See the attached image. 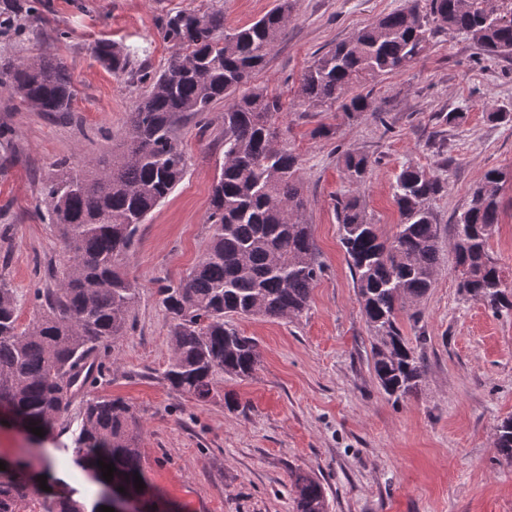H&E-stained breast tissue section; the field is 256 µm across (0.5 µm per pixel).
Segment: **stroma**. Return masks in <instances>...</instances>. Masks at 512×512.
Returning <instances> with one entry per match:
<instances>
[{
    "mask_svg": "<svg viewBox=\"0 0 512 512\" xmlns=\"http://www.w3.org/2000/svg\"><path fill=\"white\" fill-rule=\"evenodd\" d=\"M276 0H41L22 39L0 33V64L36 54L62 60L75 89L67 116L35 111L0 91V279L23 297L21 320L36 309L32 292L50 288L67 258L46 220L42 184L58 160L82 166L121 147L128 118L147 87L132 73L114 74L94 58L109 40L136 69L162 71L173 53L159 32L179 11H222L224 26L253 23ZM406 0H295L288 34L249 84L279 98L284 140L299 158L323 272L301 318L229 317L256 339L261 364L253 377L224 378L216 396L194 402L161 380L169 356L168 318L157 288L185 277L206 251L207 211L224 152L223 101L207 119L176 125L187 172L142 224L124 271L140 299L115 359L94 392L120 396L138 416L143 465L156 490L180 512H293L290 475L303 470L326 488L329 512H512V461L497 456L494 430L512 415V313L492 314L461 296L449 243L458 215L484 173H508L502 221L489 242L512 284V56L486 60L463 35L431 38L420 60L369 81L382 116L346 118L339 106L305 109L302 74L325 53ZM67 31L57 39V31ZM460 125H445L451 110ZM329 127L326 136L318 127ZM368 154L372 167L360 189L340 169L343 151ZM440 174L444 188L431 203L441 264L416 318L401 316L408 339H421L426 376L418 395L396 403L371 368L369 332L340 243L337 197L358 191L383 237L399 222L395 176L407 163ZM81 399L65 429L44 442L60 477L94 502L97 487L72 466Z\"/></svg>",
    "mask_w": 512,
    "mask_h": 512,
    "instance_id": "obj_1",
    "label": "stroma"
}]
</instances>
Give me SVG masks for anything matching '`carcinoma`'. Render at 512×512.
I'll return each instance as SVG.
<instances>
[{"mask_svg":"<svg viewBox=\"0 0 512 512\" xmlns=\"http://www.w3.org/2000/svg\"><path fill=\"white\" fill-rule=\"evenodd\" d=\"M293 0L249 26L228 31L224 13L183 11L161 28L172 44L167 67L148 71L149 83L130 113L126 142L112 163L90 160L75 169L61 160L42 187L48 220L63 238L68 258L53 288H37L39 316L20 322L16 293L0 280V411L23 419L46 435L55 432L74 397L96 382L111 345L125 336L140 288L123 270L140 225L182 181L187 156L174 127L184 115L202 116L227 99L224 162L210 196L207 223L211 239L198 263L176 284L158 290L169 316L171 356L162 379L196 402L214 396L224 376L253 375L259 356L253 338L227 325L229 316L297 319L309 308L322 274L305 222V200L297 177L298 158L283 144L279 101L249 90L287 33ZM438 31L466 35L488 59L512 54V7L494 0H407V6L365 26L308 66L301 98L310 108L340 104L348 117L379 107L370 94H349L369 79L402 71L425 51ZM95 58L124 73L129 56L101 43ZM0 88L38 112H70L75 97L66 65L51 55L24 58L0 69ZM342 172L360 187L370 171L368 155L342 154ZM505 176L493 169L474 187L455 224L450 249L459 272L457 288L480 300L494 314L512 312V285L488 253L500 219ZM439 175L409 164L396 176L394 202L400 221L390 239L382 238L358 195L340 199L336 219L354 275L361 313L371 334L372 371L394 402L418 393L426 364L403 336L400 315L417 304L434 283L440 246L430 207L442 190ZM493 447L512 459V417L495 428ZM116 467L113 480L128 493L154 492L140 457L133 406L121 397L89 395L74 440L73 464L100 488L98 461ZM0 469V512H101L104 493L87 505L77 490L41 489L61 484L48 466L35 470L24 459H5ZM143 489L135 488V476ZM296 512H328L325 488L313 475L294 471Z\"/></svg>","mask_w":512,"mask_h":512,"instance_id":"1","label":"carcinoma"}]
</instances>
